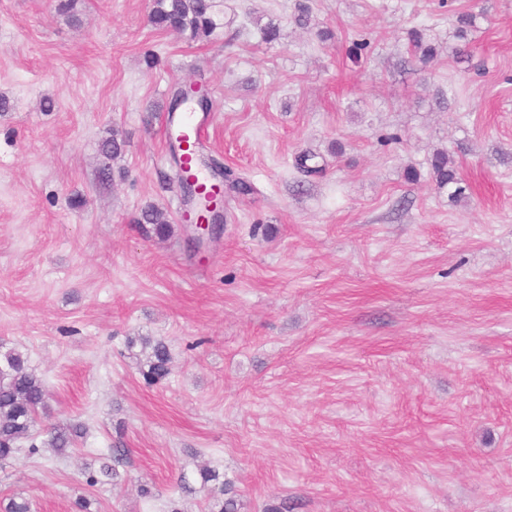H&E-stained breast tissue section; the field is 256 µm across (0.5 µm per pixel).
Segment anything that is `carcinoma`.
<instances>
[{"instance_id": "cac0c4a2", "label": "carcinoma", "mask_w": 512, "mask_h": 512, "mask_svg": "<svg viewBox=\"0 0 512 512\" xmlns=\"http://www.w3.org/2000/svg\"><path fill=\"white\" fill-rule=\"evenodd\" d=\"M211 0H153L149 14L152 26L163 31H174L188 41L207 36L216 28L212 13ZM125 142L114 131L112 136L103 140L101 154L110 161L122 153ZM432 167L440 182H456V173L445 153H438L432 160ZM137 224H152L154 232L165 237L171 232L170 225L161 213L154 208L141 212L135 219ZM143 348L147 349L142 376L149 384H156L168 377L170 369V350L162 340L143 339ZM47 389L43 380L27 369V359L17 351L0 352V473H4L18 460L24 451L33 455L38 452L37 438L41 414L46 409ZM48 445L53 448H71L83 438V428L79 424L66 427L50 426L45 428ZM29 441L28 447L20 445L21 439ZM127 451L124 448L109 449L107 462L99 474H90L86 478L89 486L110 484L118 478L117 466L124 464Z\"/></svg>"}]
</instances>
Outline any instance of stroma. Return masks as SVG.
I'll list each match as a JSON object with an SVG mask.
<instances>
[{
  "mask_svg": "<svg viewBox=\"0 0 512 512\" xmlns=\"http://www.w3.org/2000/svg\"><path fill=\"white\" fill-rule=\"evenodd\" d=\"M59 4L0 0V344L44 381L48 421L85 435L20 456L0 498L512 512V0H213L193 42L148 24L152 0ZM199 80L206 157L252 187L225 191L202 260L162 136ZM150 205L169 236L135 224ZM145 337L174 358L153 385ZM115 445L116 485L87 486Z\"/></svg>",
  "mask_w": 512,
  "mask_h": 512,
  "instance_id": "1",
  "label": "stroma"
}]
</instances>
